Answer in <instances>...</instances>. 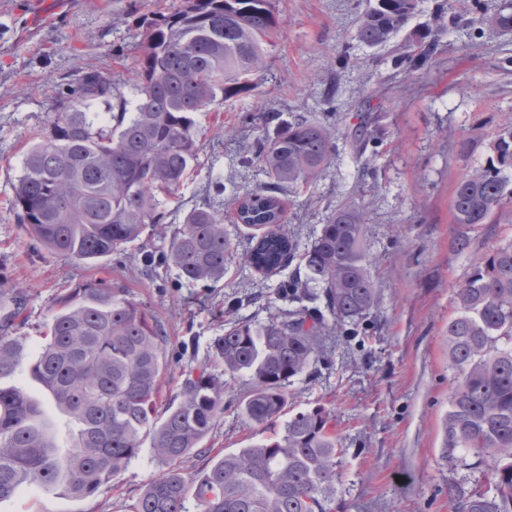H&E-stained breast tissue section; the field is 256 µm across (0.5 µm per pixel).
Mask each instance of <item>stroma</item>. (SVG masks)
Returning <instances> with one entry per match:
<instances>
[{"instance_id": "stroma-1", "label": "stroma", "mask_w": 512, "mask_h": 512, "mask_svg": "<svg viewBox=\"0 0 512 512\" xmlns=\"http://www.w3.org/2000/svg\"><path fill=\"white\" fill-rule=\"evenodd\" d=\"M441 0H419L418 11L387 44H356V0H276L280 29L254 91L216 102L197 118V166L164 222L126 252L86 264L53 253L12 210L13 185L29 141L46 126L60 84L96 69L112 75L131 96L138 18L150 0H65L45 23L29 19L28 0H0V288L17 300L25 368L0 378L43 403L58 447H68L75 425L60 413L26 367L35 362L55 302L73 289L103 281L130 289L164 324L172 365L161 398L180 392L188 371L211 363L212 339L231 320H265L277 310L281 275L264 277L245 262L249 232L235 218L234 197L265 180L245 147L257 134L243 118L274 110L324 120L321 91L337 84L336 152L323 175L289 202L286 227L307 244L327 215L347 197L358 198L366 222L365 253L378 303L366 335L337 337L310 373L288 386L291 411L321 405L333 416L344 453L336 512H452L449 484L461 482L474 457L446 445L445 419L452 390L448 369V319L455 294L473 264L512 234V210L498 223L472 230L466 253L454 250V185L466 166L487 158V145L512 127V30L463 26L449 29L428 66L411 74L392 57L410 31L433 21ZM349 48L346 67L336 56ZM378 116L375 137L360 146L353 133L366 113ZM473 149L460 158L456 144ZM222 181L223 194L212 184ZM219 205L234 258L223 281L178 283L162 263L174 231L191 209ZM247 379H228L224 419L191 451L181 468L201 475L213 455L262 439L241 405ZM143 447L112 481L76 499L29 487L0 502V512H131L145 486L165 470Z\"/></svg>"}]
</instances>
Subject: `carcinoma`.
Wrapping results in <instances>:
<instances>
[{
    "label": "carcinoma",
    "instance_id": "cac0c4a2",
    "mask_svg": "<svg viewBox=\"0 0 512 512\" xmlns=\"http://www.w3.org/2000/svg\"><path fill=\"white\" fill-rule=\"evenodd\" d=\"M139 16L144 30L133 72L135 98H114L112 76L83 72L58 93L53 118L33 137L13 185L17 222L48 250L95 261L141 241L162 223L199 156L196 114L218 98L257 88L267 47L280 27L275 0H156ZM417 0H374L354 39L386 44L414 16ZM512 30V0L484 13L472 0L466 25ZM447 31L443 15L413 34L396 68L421 70ZM274 126L247 146L267 181L235 201L238 223L252 231L246 262L263 275L300 256L284 282L288 304L264 322L234 321L211 343L229 375L252 390L242 413L271 435L216 455L199 478L182 460L224 417V379L209 367L186 374L177 399L162 404L171 367L164 325L127 288L91 283L56 302L48 333L30 366L51 403L78 430L58 453L41 405L21 387H0V500L24 488L63 487L85 497L136 457L144 440L167 470L138 497L132 512H336L339 448L330 413L318 406L290 413L288 382L326 351L327 337L356 330L377 303L365 257L361 205L348 200L297 254L288 234L286 199L312 185L335 151V129L304 117L285 123L266 112L251 121ZM485 163L465 169L451 197L453 247L464 252L478 224L512 209V128L488 144ZM233 257L224 215L190 210L173 233L164 263L188 284H216ZM17 314L0 317V377L22 368ZM453 391L445 421L447 447L486 463L485 487L466 493L448 485L453 512H512V239L477 261L456 293L448 319Z\"/></svg>",
    "mask_w": 512,
    "mask_h": 512
}]
</instances>
